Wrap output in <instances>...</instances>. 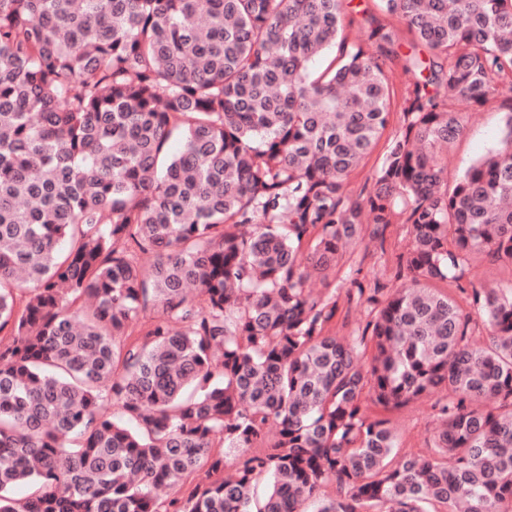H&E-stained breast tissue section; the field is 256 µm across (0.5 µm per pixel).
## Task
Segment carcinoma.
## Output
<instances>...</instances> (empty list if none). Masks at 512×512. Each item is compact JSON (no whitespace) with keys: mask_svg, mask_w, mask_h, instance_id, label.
<instances>
[{"mask_svg":"<svg viewBox=\"0 0 512 512\" xmlns=\"http://www.w3.org/2000/svg\"><path fill=\"white\" fill-rule=\"evenodd\" d=\"M377 2L373 52L346 0H0V512H512V111L451 188L439 159L451 100L512 93V0ZM383 56L403 131L353 199ZM394 224L405 284L349 270L375 315L339 337L309 280ZM485 257L509 286L467 290ZM434 395L433 454L392 464L367 402ZM350 5L348 8L349 14H352L355 19V23L353 26L347 27L345 30V34L348 36L349 41H353L357 38L363 40L365 39V30H361L359 25L357 24V20L361 17V12L365 9L374 12L376 17L378 18L381 24L394 27H401L395 17L388 16L376 9L374 6L373 0H349ZM390 230L386 243L387 254L385 258H390L392 254L405 251L411 241V228L408 224H397Z\"/></svg>","mask_w":512,"mask_h":512,"instance_id":"1","label":"carcinoma"}]
</instances>
